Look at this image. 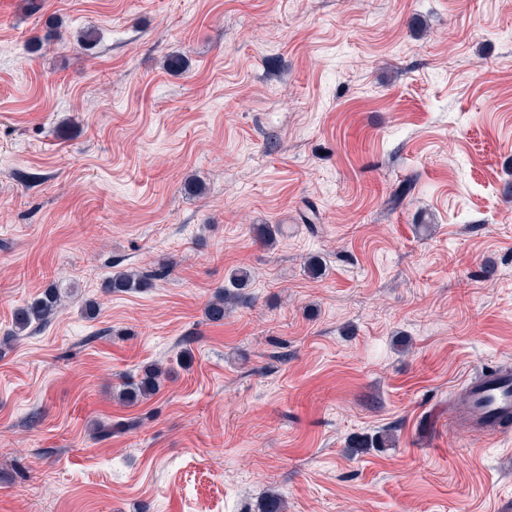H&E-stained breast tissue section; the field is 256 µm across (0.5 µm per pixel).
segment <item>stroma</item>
I'll use <instances>...</instances> for the list:
<instances>
[{"instance_id":"stroma-1","label":"stroma","mask_w":512,"mask_h":512,"mask_svg":"<svg viewBox=\"0 0 512 512\" xmlns=\"http://www.w3.org/2000/svg\"><path fill=\"white\" fill-rule=\"evenodd\" d=\"M174 52L185 71L164 69ZM163 261L152 287L102 288ZM240 266L246 302L210 323ZM53 284L61 313L6 340ZM154 363L159 391L120 402ZM498 365L512 0H40L0 17V512H254L270 490L286 512H512V435L448 420L459 384ZM388 428L395 447L350 452Z\"/></svg>"}]
</instances>
